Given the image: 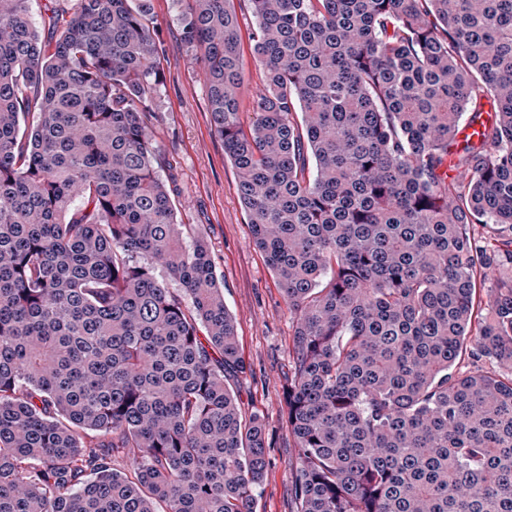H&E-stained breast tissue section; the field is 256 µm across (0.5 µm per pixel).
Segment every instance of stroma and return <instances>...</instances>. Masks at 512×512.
Returning a JSON list of instances; mask_svg holds the SVG:
<instances>
[{
	"label": "stroma",
	"mask_w": 512,
	"mask_h": 512,
	"mask_svg": "<svg viewBox=\"0 0 512 512\" xmlns=\"http://www.w3.org/2000/svg\"><path fill=\"white\" fill-rule=\"evenodd\" d=\"M160 27L161 84L145 121L159 148L155 167L175 182L177 220L201 225L224 303L237 322L244 374L235 388L245 413L263 416L269 466L252 512H295L291 476L298 450L284 421L294 322L277 279L252 243L236 173L215 136L203 69L182 38L177 0H151Z\"/></svg>",
	"instance_id": "1"
}]
</instances>
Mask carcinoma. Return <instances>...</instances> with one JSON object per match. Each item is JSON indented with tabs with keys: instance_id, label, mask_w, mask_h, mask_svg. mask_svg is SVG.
<instances>
[{
	"instance_id": "carcinoma-1",
	"label": "carcinoma",
	"mask_w": 512,
	"mask_h": 512,
	"mask_svg": "<svg viewBox=\"0 0 512 512\" xmlns=\"http://www.w3.org/2000/svg\"><path fill=\"white\" fill-rule=\"evenodd\" d=\"M64 2L42 38L0 0V512H252L266 426L153 165L149 0ZM179 2L295 322L297 512H512V0H247V125L233 0ZM245 32V26H243L242 34L244 38V53L242 65L244 79L238 89V98L240 102L241 118L246 123L252 115L253 105L265 92V84L262 69L247 48Z\"/></svg>"
}]
</instances>
